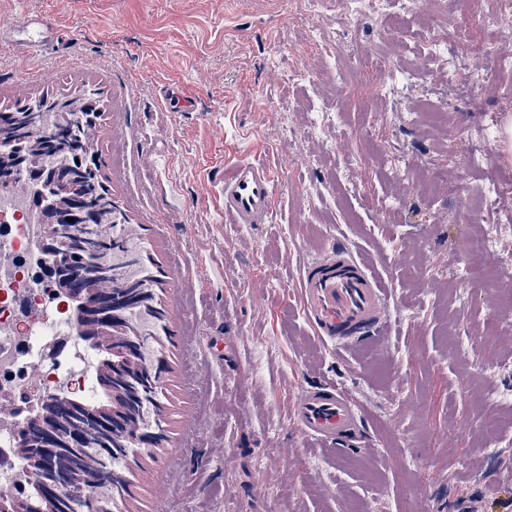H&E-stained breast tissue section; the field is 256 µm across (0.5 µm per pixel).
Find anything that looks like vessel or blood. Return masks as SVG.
Listing matches in <instances>:
<instances>
[{
    "label": "vessel or blood",
    "mask_w": 512,
    "mask_h": 512,
    "mask_svg": "<svg viewBox=\"0 0 512 512\" xmlns=\"http://www.w3.org/2000/svg\"><path fill=\"white\" fill-rule=\"evenodd\" d=\"M276 184L264 162L241 158L224 174V221L270 224ZM300 307L315 334L343 351L378 342L388 329V296L372 264L344 241L326 246L304 263L298 283ZM296 429L318 446L349 449L358 436L360 410L342 387L325 383L301 389L292 402Z\"/></svg>",
    "instance_id": "vessel-or-blood-1"
}]
</instances>
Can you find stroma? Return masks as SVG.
<instances>
[{
	"label": "stroma",
	"mask_w": 512,
	"mask_h": 512,
	"mask_svg": "<svg viewBox=\"0 0 512 512\" xmlns=\"http://www.w3.org/2000/svg\"><path fill=\"white\" fill-rule=\"evenodd\" d=\"M30 15L70 44L1 51L0 109L93 97L98 177L161 272L166 438L128 462L132 512H512V199L483 205L512 160L479 136L512 97L475 78L512 47L507 0L371 15L340 0H0V33ZM352 51L387 72L369 79ZM443 51L461 54L455 74ZM26 66L37 77L18 81ZM451 100L458 112L431 113ZM254 156L276 221L225 223L224 167ZM339 234L388 290L384 344L357 354L315 336L298 301L304 262ZM479 235L495 247L476 264ZM323 381L360 402L362 450L323 453L292 425L293 396Z\"/></svg>",
	"instance_id": "stroma-1"
}]
</instances>
